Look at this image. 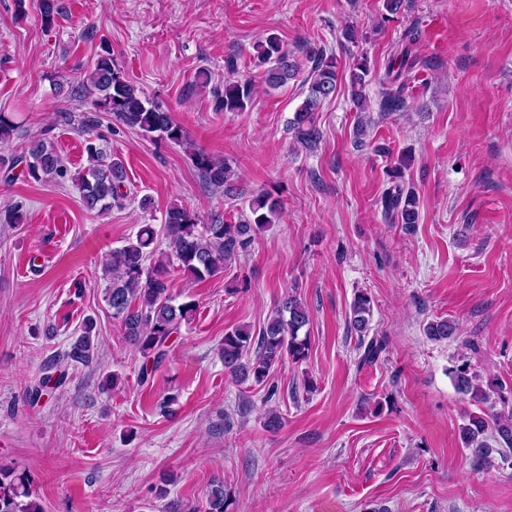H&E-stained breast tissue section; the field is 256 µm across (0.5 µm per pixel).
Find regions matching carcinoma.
Wrapping results in <instances>:
<instances>
[{"mask_svg":"<svg viewBox=\"0 0 512 512\" xmlns=\"http://www.w3.org/2000/svg\"><path fill=\"white\" fill-rule=\"evenodd\" d=\"M41 21L47 27L55 23L59 14L58 0H40ZM418 32L410 29L404 34L401 47L388 65L383 83L381 109L396 112L405 107L401 91L405 77L416 64L412 46ZM254 63L263 68L265 84L278 89L297 78L301 68L293 55L276 37H269L254 45ZM335 56L318 54L311 72L302 85L307 87L305 97L288 121V133L293 144L307 151L317 148L321 130L317 124L318 112L325 101L336 96L338 73ZM369 65L367 56L355 58L349 71V94L356 111L369 109ZM82 96L91 100L98 112H109L112 117L144 136L159 138L186 149L194 167L202 178L216 188L231 195L236 190L235 171L226 160H219L204 149L195 146L182 124L177 122L168 108L147 98L142 90L126 78L109 53L101 54L87 71L80 87ZM252 97L248 82L228 79L224 91L218 94V109L224 112H243ZM18 124L9 112H0V142H7L16 133ZM87 165L70 174L53 146L42 138L30 141L23 154L9 161L5 173L24 165L25 177L36 182L71 180L80 192L84 208L104 213L121 208L134 200L126 190L127 174L123 162L110 159L94 140L86 146ZM404 161L398 160L390 168L393 185L381 197L384 215L400 224H417L420 202L414 187L403 181ZM282 202L272 193L261 191L248 200V213L236 223L214 220L199 223L198 216L185 207L173 205L167 212L162 228L143 224L134 238L112 250L103 268L108 280L105 301L112 310V318L120 322L125 337L139 351L144 362L138 376L142 383L150 381L166 356L167 342L182 324L190 321L197 309L192 301L176 302L171 294L170 269L184 279L195 282L224 271L232 258L246 251L265 225L279 217ZM167 240V250H158L159 237ZM372 314L371 298L365 292L355 295L351 306L350 327L360 335L369 330ZM307 309L295 297L287 295L275 308L266 324L253 334L247 327H236L224 333L221 355L224 370L242 382L256 384L267 381L271 372L285 357L295 361L307 357V337L299 332L308 324ZM95 328L93 319L81 325V333L71 346L66 358L74 363L88 364L93 359ZM426 336L435 341L450 340L456 326L442 319L432 321L425 328ZM66 373L50 370L26 390V399L34 404L42 397L62 386ZM453 381L457 391L476 402L489 398L478 384L476 376L466 367L454 370ZM460 440L473 451L476 460L488 457L491 446L488 438L500 450L512 451V413H470L460 427ZM30 478L11 465L0 463V512H44L42 505L31 498ZM230 493L224 481L215 480L207 490L202 506H188L180 502L170 505L168 512H229Z\"/></svg>","mask_w":512,"mask_h":512,"instance_id":"cac0c4a2","label":"carcinoma"}]
</instances>
